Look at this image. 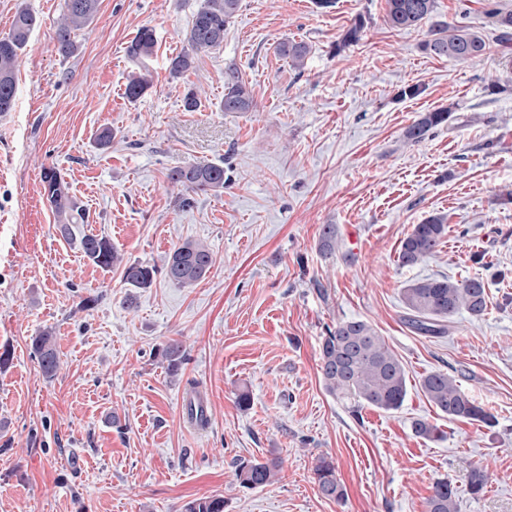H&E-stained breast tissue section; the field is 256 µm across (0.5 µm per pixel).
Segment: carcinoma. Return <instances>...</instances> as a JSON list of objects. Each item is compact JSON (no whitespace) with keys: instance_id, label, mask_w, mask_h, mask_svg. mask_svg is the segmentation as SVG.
Instances as JSON below:
<instances>
[{"instance_id":"cac0c4a2","label":"carcinoma","mask_w":512,"mask_h":512,"mask_svg":"<svg viewBox=\"0 0 512 512\" xmlns=\"http://www.w3.org/2000/svg\"><path fill=\"white\" fill-rule=\"evenodd\" d=\"M240 0H204L194 13L188 26L181 52L172 57L169 69L177 78L194 68L201 52L216 50L224 45V33L239 8ZM435 0H387V22L393 28L418 26L431 18ZM99 0H63L55 32L57 51L69 58L77 51L74 35L92 24L98 16ZM38 27L36 15L26 7L19 8L12 20L9 33L0 37V112L13 110L16 95V69L33 31ZM153 29L143 26L126 48L127 56L140 64L126 84L125 95L134 101L151 88L150 69L147 61L155 51ZM426 48L437 56L469 62L487 56L489 47L478 33L465 26L438 24L431 29V39ZM279 53L289 65L302 69L310 53L303 41H284ZM254 106L253 91L236 69L224 77V97L220 111L226 113L249 112ZM450 112L437 109L422 113L406 130L407 140L419 143L435 127L448 122ZM170 183L179 188L174 204L186 210L195 204L194 195L218 192L224 189V166L211 162H198L168 174ZM41 182L46 200L57 217V227L65 237L72 235V225L84 220L85 214L70 195L65 176L54 166L43 168ZM448 235L447 217L435 215L414 225L402 241L398 264L412 267L432 254ZM79 249L93 264L101 268H122V279L130 288H149L158 270L140 262L124 261L112 242L95 234H84L78 242ZM322 253L331 255L336 249V225H324L319 242ZM212 250L200 243L187 241L175 248L165 266V277L182 287H189L202 280L213 266ZM487 291L484 281L472 278L454 282L447 278L421 279L402 289V302L408 310L407 324L426 336L445 333V322L461 311L473 318L482 317L487 310ZM31 352L42 374L53 377L58 370V354L52 330L45 328L31 339ZM158 355L167 362L171 374H176L185 360L181 342L172 340L159 350ZM320 371L324 387L330 394L351 398L357 406H367L386 412L398 410L407 395L408 377L398 357L367 322L345 320L326 328L320 348ZM419 385L429 403L450 419H468L486 425L494 423V416L476 405L443 371H432L421 378ZM414 433L426 440L438 438L437 428L427 419L413 421ZM280 471V462L274 458L265 461L242 460L236 466L240 485L247 489L266 486ZM314 480L320 494L328 499L340 500L344 489L336 478L333 461L324 456L316 458L313 466ZM489 475L482 464H469L468 486L472 494L481 493ZM459 504L451 483L437 481L425 503V512H458ZM187 512H224V499L206 496L191 503Z\"/></svg>"}]
</instances>
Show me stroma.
<instances>
[{
    "mask_svg": "<svg viewBox=\"0 0 512 512\" xmlns=\"http://www.w3.org/2000/svg\"><path fill=\"white\" fill-rule=\"evenodd\" d=\"M62 0H0V36L18 5L39 18L16 75V104L0 117V512H186L203 496L224 512H424L438 480L460 512H512V42L497 22L512 0H436L431 19L397 29L386 0H241L222 48L174 78L169 60L203 0H100L92 25L62 58L54 31ZM358 43L337 50L356 21ZM469 27L491 47L479 62L425 48L434 24ZM157 40L151 88L125 97L135 72L126 47L141 27ZM306 42L303 69L277 52ZM237 69L256 107L219 112L224 74ZM201 92L189 112L183 98ZM448 123L420 143L407 128L424 112ZM111 129L112 143L95 138ZM197 162L223 165L222 191L179 210L168 174ZM59 168L87 221L64 240L41 171ZM448 218L430 257L402 267L414 225ZM336 250L324 255V225ZM109 238L125 259L162 267L187 240L215 263L181 287L157 276L128 290L121 268L84 258L79 236ZM488 282V311L461 313L441 336L405 321L402 290L421 278ZM97 303L81 307L83 298ZM360 319L403 363L408 393L383 412L328 393L321 340ZM52 329L59 368L46 378L30 342ZM181 341L171 375L157 355ZM442 370L494 417L451 420L419 381ZM251 395L236 402L238 389ZM204 426L182 413L195 400ZM425 418L436 441L415 435ZM331 458L341 501L314 483ZM280 458L271 485H239L240 460ZM489 479L468 490L466 466Z\"/></svg>",
    "mask_w": 512,
    "mask_h": 512,
    "instance_id": "1",
    "label": "stroma"
}]
</instances>
